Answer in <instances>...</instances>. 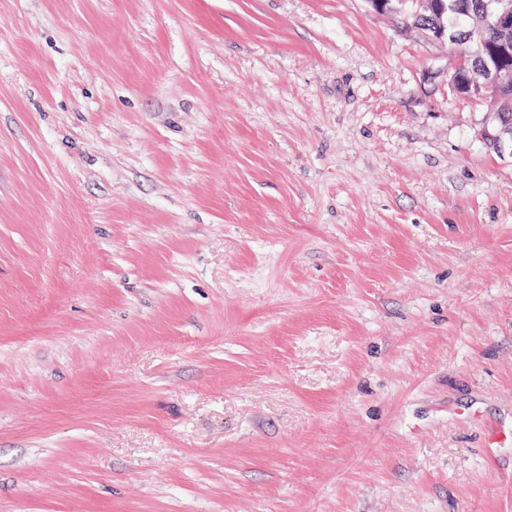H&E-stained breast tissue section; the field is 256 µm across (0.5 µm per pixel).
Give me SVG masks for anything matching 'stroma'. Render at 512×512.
Wrapping results in <instances>:
<instances>
[{
	"label": "stroma",
	"instance_id": "stroma-1",
	"mask_svg": "<svg viewBox=\"0 0 512 512\" xmlns=\"http://www.w3.org/2000/svg\"><path fill=\"white\" fill-rule=\"evenodd\" d=\"M368 0H0V512H512V147Z\"/></svg>",
	"mask_w": 512,
	"mask_h": 512
}]
</instances>
